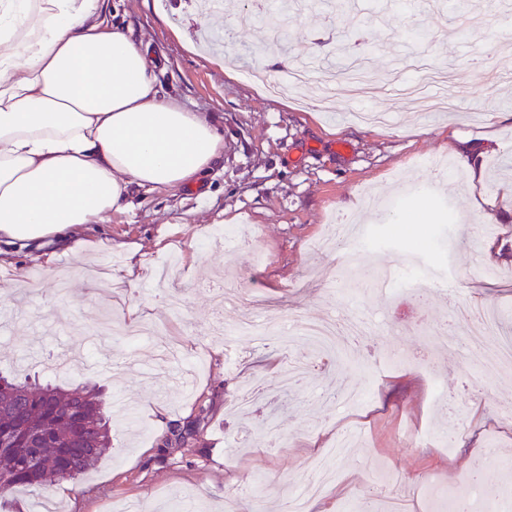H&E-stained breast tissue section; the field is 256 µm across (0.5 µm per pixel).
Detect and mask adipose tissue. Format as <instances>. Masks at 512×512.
<instances>
[{
    "mask_svg": "<svg viewBox=\"0 0 512 512\" xmlns=\"http://www.w3.org/2000/svg\"><path fill=\"white\" fill-rule=\"evenodd\" d=\"M105 6L0 0V247L69 241L224 158L213 117L162 94L149 46Z\"/></svg>",
    "mask_w": 512,
    "mask_h": 512,
    "instance_id": "obj_1",
    "label": "adipose tissue"
}]
</instances>
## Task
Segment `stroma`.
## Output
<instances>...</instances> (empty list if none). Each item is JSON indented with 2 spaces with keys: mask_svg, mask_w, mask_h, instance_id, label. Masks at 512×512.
Listing matches in <instances>:
<instances>
[{
  "mask_svg": "<svg viewBox=\"0 0 512 512\" xmlns=\"http://www.w3.org/2000/svg\"><path fill=\"white\" fill-rule=\"evenodd\" d=\"M116 22L157 57V82L197 112L213 114L224 132V161L204 187L147 195L133 193L129 210L115 214L66 246L0 256V370L39 373L67 389L97 385L111 415V446L98 465L75 481L23 489L0 512H36L40 501L64 512H288V500L309 480L310 459L328 447L349 418L327 390L362 386V433L337 462L340 482L331 505L368 496L380 508L427 484L416 512H436L445 492L460 490L470 473L463 436L492 455L512 454V369L488 372L466 361L461 335L427 341L425 327L453 326V302L495 305L504 334L512 336V0H477L483 30L464 43L468 12L444 0H348L331 9L288 0L262 22L242 27L237 14L253 0H222L223 53L202 50L195 32L210 25L196 0H113ZM418 26L425 40L411 41ZM361 40L358 58L386 78L383 91L347 99L334 110L318 99L331 90L322 69L335 68L330 46L315 37ZM287 54L289 63L317 61L319 71L291 98L256 91L245 73L264 57ZM430 64L463 87L454 112L427 114L403 92ZM478 153L483 171L461 166ZM452 158L457 167L434 185L422 158ZM361 224L372 245L364 266L393 265L396 252L416 248L432 275L450 289L423 294H362L327 285L316 273L340 263L342 247L315 241L335 217ZM237 233L218 247L207 235ZM498 270L494 279L472 270L471 251ZM308 278L307 290L294 289ZM236 287L268 304L216 307V290ZM361 309L375 332L343 359L308 349L304 376L282 387L288 357L252 336L217 334V325L244 316H340ZM152 320L185 358L165 362L157 337L135 343L86 331L113 318ZM435 368L447 399L435 404L426 372ZM263 382V399L241 409L244 380ZM212 417L198 442L170 450L158 463L157 442L190 420L199 400ZM466 425H459L458 406ZM275 424L280 445H266ZM425 426L452 436L449 448L417 440ZM401 480L386 484L385 472Z\"/></svg>",
  "mask_w": 512,
  "mask_h": 512,
  "instance_id": "1",
  "label": "stroma"
}]
</instances>
